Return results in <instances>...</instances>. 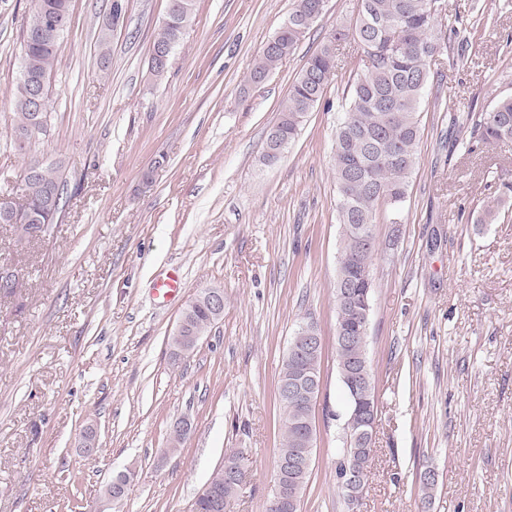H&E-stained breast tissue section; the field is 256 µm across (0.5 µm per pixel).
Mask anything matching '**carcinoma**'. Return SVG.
Returning <instances> with one entry per match:
<instances>
[{"label": "carcinoma", "mask_w": 512, "mask_h": 512, "mask_svg": "<svg viewBox=\"0 0 512 512\" xmlns=\"http://www.w3.org/2000/svg\"><path fill=\"white\" fill-rule=\"evenodd\" d=\"M33 5L23 23V30L37 33L54 14L70 20L71 0H32ZM294 10L256 58L250 73L253 84L264 82L321 18L324 0H295ZM439 0H359L357 16L333 30L319 50L310 55L294 78L288 97L282 104L276 123L269 130L266 144L282 156L296 140L307 114L324 97L325 90L336 72L337 43L350 39L362 50L361 73L349 86L347 102L342 105L344 118L336 129L333 171L337 189L338 221L342 245L338 255L335 293L347 289L346 302L336 301L340 331L336 336L358 337V348L365 351L368 335L356 311L368 288L366 277L373 276V256L376 248L363 244L360 233L374 237L376 210L386 205L391 210V223H399V210L405 201L421 140L420 103L422 93L431 77L435 57L455 38L466 42L460 31L445 32L438 27ZM195 0H168L167 18L161 25L153 48L165 47L174 52L182 42L194 19ZM121 3L111 0L109 21L97 36L99 69L106 74L111 64L112 23L120 18ZM63 36L53 41L22 38L20 57L24 68L50 84L57 62V51ZM29 85L19 81L13 91L11 142L21 156L29 151L19 149L18 143L30 137L34 115L29 110ZM466 122L471 136L486 144H512V97L497 99L484 112H470ZM26 183L27 207L41 216V223L56 224L66 204L67 181L59 167L38 159L25 163L18 183ZM512 204L499 200L488 206L477 219L479 224H492L500 212ZM207 291L196 294L183 313L181 325L170 338L173 355L179 358L190 352L191 337L204 335L221 315L213 312L206 300ZM340 375L364 368V360L355 359V350L336 345ZM322 348L312 352H286L277 382V397L282 406L281 448L277 461L311 459L316 449V434L308 420L312 410L301 398L286 393L288 381L305 374L320 375ZM367 421L358 410L349 425L350 436L343 442L336 475H344V459L356 468V479L341 486L347 503L361 499L368 484L373 449L356 441L358 431ZM238 452L224 456V462L209 479L212 487L226 503L234 499L238 486L229 463ZM310 468L297 467L282 472L281 487L290 507L279 508L269 502L268 512H300Z\"/></svg>", "instance_id": "cac0c4a2"}]
</instances>
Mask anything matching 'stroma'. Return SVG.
Listing matches in <instances>:
<instances>
[{
	"instance_id": "1",
	"label": "stroma",
	"mask_w": 512,
	"mask_h": 512,
	"mask_svg": "<svg viewBox=\"0 0 512 512\" xmlns=\"http://www.w3.org/2000/svg\"><path fill=\"white\" fill-rule=\"evenodd\" d=\"M464 30L421 99V141L400 223L380 207L368 360L377 398L371 478L349 508L336 477L348 406L336 355L332 170L355 44H341L324 103L273 166L259 157L305 60L358 0H326L296 52L260 84L250 70L295 0H196L163 79L148 71L168 0H123L109 74L97 35L110 0H72L48 133L61 163L58 223L20 238L0 224V512H91L113 472L135 473L121 512H192L225 451L243 452L232 512H267L279 449L276 384L301 321L322 338L316 451L301 512H512V209L478 224L512 182V146L451 126L439 102L482 112L512 95V0H444ZM31 0H0V178L20 34ZM180 267L177 300L155 282ZM224 315L173 360L169 338L201 290ZM190 430L173 445V427ZM93 430L99 451L81 448ZM438 484L423 502L420 476Z\"/></svg>"
}]
</instances>
